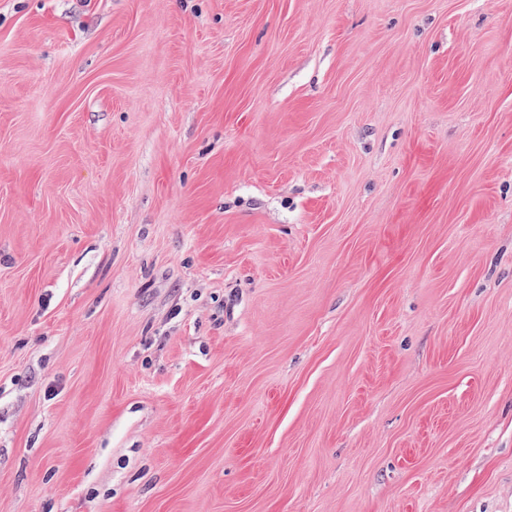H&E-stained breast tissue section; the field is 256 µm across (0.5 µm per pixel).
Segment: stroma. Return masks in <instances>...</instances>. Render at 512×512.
I'll use <instances>...</instances> for the list:
<instances>
[{
	"instance_id": "35a3bbf8",
	"label": "stroma",
	"mask_w": 512,
	"mask_h": 512,
	"mask_svg": "<svg viewBox=\"0 0 512 512\" xmlns=\"http://www.w3.org/2000/svg\"><path fill=\"white\" fill-rule=\"evenodd\" d=\"M0 512H512V0H0Z\"/></svg>"
}]
</instances>
